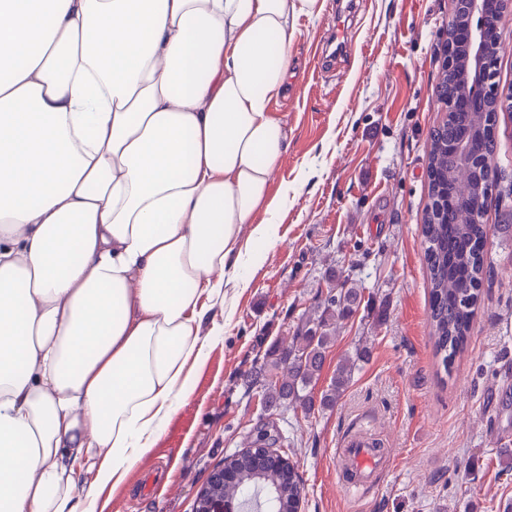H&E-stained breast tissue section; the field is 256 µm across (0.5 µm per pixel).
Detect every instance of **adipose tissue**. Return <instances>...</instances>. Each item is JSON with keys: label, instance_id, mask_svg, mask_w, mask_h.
Masks as SVG:
<instances>
[{"label": "adipose tissue", "instance_id": "obj_1", "mask_svg": "<svg viewBox=\"0 0 512 512\" xmlns=\"http://www.w3.org/2000/svg\"><path fill=\"white\" fill-rule=\"evenodd\" d=\"M318 0H0V512H99L275 241Z\"/></svg>", "mask_w": 512, "mask_h": 512}]
</instances>
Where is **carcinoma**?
I'll list each match as a JSON object with an SVG mask.
<instances>
[{"instance_id":"1","label":"carcinoma","mask_w":512,"mask_h":512,"mask_svg":"<svg viewBox=\"0 0 512 512\" xmlns=\"http://www.w3.org/2000/svg\"><path fill=\"white\" fill-rule=\"evenodd\" d=\"M455 92L440 89L447 110L446 120L430 137L429 208L422 236L429 282V321L431 342L443 368H448L466 346L479 286L485 267V246L490 232L512 234V224L483 223L482 199L488 187L487 171L472 167L466 180L473 197L466 211L448 207L457 190V160L451 145L468 134L482 154L496 150L495 113L460 112L453 103ZM361 303L358 288H332L317 309L306 318L301 329L286 344H273L265 354L261 369L269 383L264 389L266 406L301 409L306 414L333 408L349 386L355 373L368 358L359 347L336 364L331 382L316 391L326 353L333 340L334 324L352 316ZM266 492L268 512H297L301 496L295 466L271 453L249 451L224 458V467L213 472L200 494L205 500L247 498L254 491Z\"/></svg>"}]
</instances>
